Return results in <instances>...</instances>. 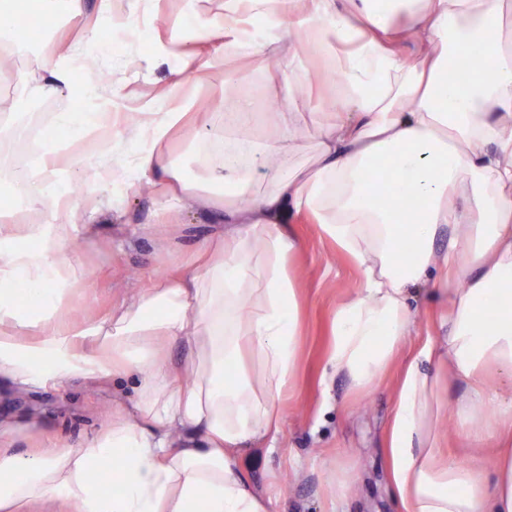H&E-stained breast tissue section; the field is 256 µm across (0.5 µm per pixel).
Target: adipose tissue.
<instances>
[{
  "instance_id": "adipose-tissue-1",
  "label": "adipose tissue",
  "mask_w": 512,
  "mask_h": 512,
  "mask_svg": "<svg viewBox=\"0 0 512 512\" xmlns=\"http://www.w3.org/2000/svg\"><path fill=\"white\" fill-rule=\"evenodd\" d=\"M80 24L82 42L45 59L43 76H21L30 103L67 92L99 96L75 80L79 60L106 52L85 21L83 0H0V56L26 50L19 11ZM214 42L212 55L181 60L146 112H137L92 180L115 184L123 211L143 184L159 201L158 223L192 198L221 214V240L199 243L190 262L140 289L101 318L67 313L94 283L69 245L82 217L58 165V135L106 128L111 113H54L40 132L35 168L18 173L35 212L0 224V382L32 389L73 380L134 377L118 420L79 447L18 456L0 448V512L55 500L70 512H269L239 469L246 443H276L277 403L299 358L300 303L289 272L297 223L317 225L361 273L359 291L337 308L331 366L370 389L411 334V291L429 289L440 336L403 364L386 448L403 512H512V400L488 385L497 368L512 380V26L505 0H222L214 15L186 14ZM310 59L293 49L297 40ZM416 41L413 53L405 45ZM481 49L485 62L449 80L451 60ZM273 65L284 104L274 139L205 140L206 183L188 178L165 145L215 120L263 122L235 63ZM224 73L235 94L227 112H195L178 90L185 74ZM335 74L320 92V73ZM317 94L332 119L320 127L309 167L288 164L291 117ZM280 165L265 193L253 190L258 155ZM388 196L374 189L377 174ZM233 185L234 199L224 196ZM455 235L435 247L443 229ZM189 363L175 365L171 343ZM463 384L454 412L446 385ZM473 448L491 449V474L438 462L445 424Z\"/></svg>"
}]
</instances>
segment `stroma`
Segmentation results:
<instances>
[{
  "instance_id": "1",
  "label": "stroma",
  "mask_w": 512,
  "mask_h": 512,
  "mask_svg": "<svg viewBox=\"0 0 512 512\" xmlns=\"http://www.w3.org/2000/svg\"><path fill=\"white\" fill-rule=\"evenodd\" d=\"M89 19L99 22L97 33L111 49L104 57L89 58L77 79L96 80L104 95L120 84L119 109L144 111L147 103L171 81L178 61L157 54L155 35H167L181 19L186 0H112L111 20H99V0H84ZM136 21H129V14ZM33 50L0 59V116H11L13 128L25 131L41 108L55 112L82 111L89 101L67 95L44 104L24 102L13 75L39 73V59L49 48L33 35ZM62 163L71 165L72 181L83 188L78 206L89 199L101 206L92 223L78 225L81 249L71 256L91 275L96 288L87 303H76V313L102 317L122 299L151 280L166 275L172 264L187 260L195 245L223 232L212 211L193 200L181 202L167 224L153 220L157 200L151 185H143L122 213L105 207L112 186L92 185L89 176L102 148L112 135L102 132L74 141L61 132ZM300 249L290 267L300 289L302 324L299 370L280 406L282 431L276 446L254 442L238 464L256 489L270 498V512H401L390 485L384 453L385 429L396 406L398 368L426 338L439 334L436 313L425 290L411 303L415 333L395 356L382 379L370 390L353 389L349 377L327 364L332 344L331 324L338 304L354 294L360 274L336 245L321 237L316 225L295 227ZM115 413L112 384L79 380L62 387L32 390L0 385V424L20 425L10 443L19 455L49 440L76 447L111 422Z\"/></svg>"
}]
</instances>
